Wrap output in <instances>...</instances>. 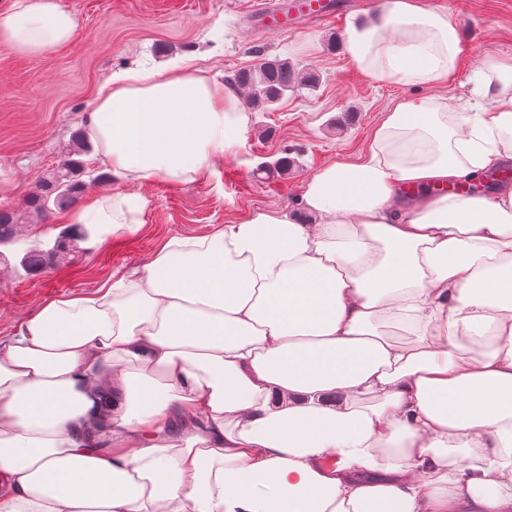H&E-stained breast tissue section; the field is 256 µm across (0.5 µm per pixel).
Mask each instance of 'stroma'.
<instances>
[{"label":"stroma","mask_w":512,"mask_h":512,"mask_svg":"<svg viewBox=\"0 0 512 512\" xmlns=\"http://www.w3.org/2000/svg\"><path fill=\"white\" fill-rule=\"evenodd\" d=\"M76 18L72 41L41 57L0 46V208L15 212L20 241L0 247V336L45 303L81 295L148 262L172 237H210L254 212H299L307 179L334 162L351 163L368 148L373 130L402 99L448 93L470 96L485 60L512 62V0H430L448 12L471 47L450 86L380 82L343 49L347 28L296 17L285 30L262 28L250 0H59ZM192 54L196 66L220 80L263 60L285 59L318 75L315 89L289 94L274 110L245 105L248 123L235 154L195 181L119 184L85 136L84 118L112 73L162 66ZM294 158L282 176L261 167ZM76 167L81 197L115 190L141 197L134 231L94 247L74 242L67 257L44 272L19 271L21 240L54 241L58 210L37 213L28 201L63 162Z\"/></svg>","instance_id":"35a3bbf8"}]
</instances>
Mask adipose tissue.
<instances>
[{
	"instance_id": "obj_1",
	"label": "adipose tissue",
	"mask_w": 512,
	"mask_h": 512,
	"mask_svg": "<svg viewBox=\"0 0 512 512\" xmlns=\"http://www.w3.org/2000/svg\"><path fill=\"white\" fill-rule=\"evenodd\" d=\"M12 0L0 44L71 42ZM344 50L380 81L449 84L447 12L393 0ZM478 99L397 103L358 162L314 173L312 224L255 212L64 296L0 337V512H512V62ZM237 87L185 57L113 74L85 115L113 177L182 184L241 143ZM116 192L61 217L132 230Z\"/></svg>"
}]
</instances>
